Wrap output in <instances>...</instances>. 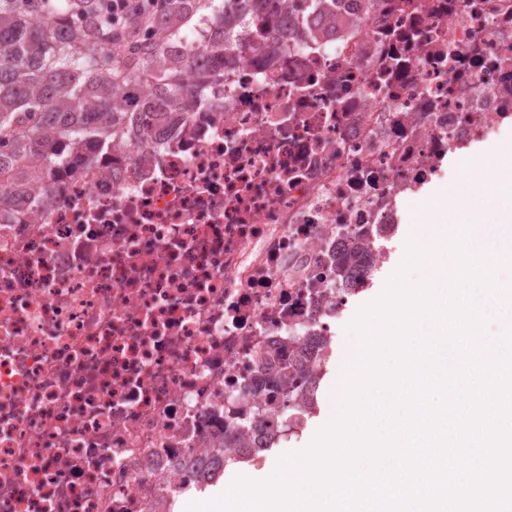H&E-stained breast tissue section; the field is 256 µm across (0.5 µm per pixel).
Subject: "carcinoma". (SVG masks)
<instances>
[{"label": "carcinoma", "instance_id": "carcinoma-1", "mask_svg": "<svg viewBox=\"0 0 512 512\" xmlns=\"http://www.w3.org/2000/svg\"><path fill=\"white\" fill-rule=\"evenodd\" d=\"M208 0L205 20L218 30L202 44L184 43L180 23L201 0H175L166 12L131 18L118 33L103 0H0V205L38 177L65 166L79 149L102 153L126 144L138 116L140 138L173 121L213 107L216 73L250 37L253 26L271 21L275 2ZM59 20L47 29L42 19ZM155 80V93L137 87ZM361 247L336 258L339 278ZM286 362L268 366L254 395L284 415L296 406Z\"/></svg>", "mask_w": 512, "mask_h": 512}]
</instances>
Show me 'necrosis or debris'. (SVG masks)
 I'll use <instances>...</instances> for the list:
<instances>
[{"label":"necrosis or debris","instance_id":"necrosis-or-debris-1","mask_svg":"<svg viewBox=\"0 0 512 512\" xmlns=\"http://www.w3.org/2000/svg\"><path fill=\"white\" fill-rule=\"evenodd\" d=\"M286 26L216 108L0 206V512H175L223 476L225 393L366 285L331 287L334 254L396 235L449 151L512 122V0H329ZM298 423L266 410L246 461Z\"/></svg>","mask_w":512,"mask_h":512}]
</instances>
